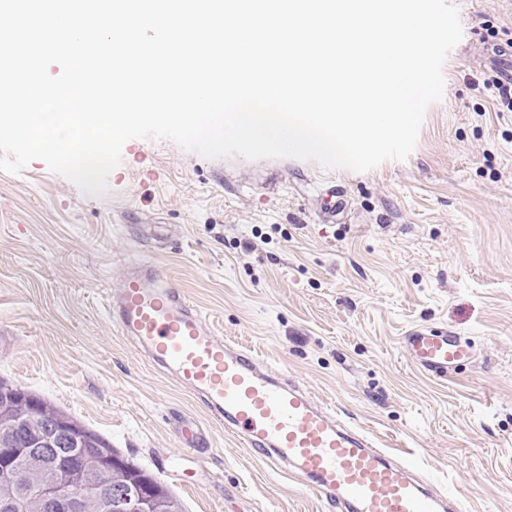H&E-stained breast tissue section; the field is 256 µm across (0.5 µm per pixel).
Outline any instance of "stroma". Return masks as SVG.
Here are the masks:
<instances>
[{"label":"stroma","mask_w":512,"mask_h":512,"mask_svg":"<svg viewBox=\"0 0 512 512\" xmlns=\"http://www.w3.org/2000/svg\"><path fill=\"white\" fill-rule=\"evenodd\" d=\"M450 2L463 37L407 160L329 171L148 137L102 198L40 160L0 172V380L103 436L184 512H328L117 335L107 296L125 262L151 263L217 337L413 453L462 512H512V112L478 84L512 65V0ZM419 325L471 339L474 363L416 371L402 338ZM185 423L201 447L181 444Z\"/></svg>","instance_id":"1"}]
</instances>
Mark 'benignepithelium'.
Returning <instances> with one entry per match:
<instances>
[{
  "label": "benign epithelium",
  "instance_id": "1",
  "mask_svg": "<svg viewBox=\"0 0 512 512\" xmlns=\"http://www.w3.org/2000/svg\"><path fill=\"white\" fill-rule=\"evenodd\" d=\"M0 442L14 446V452L0 456V473L10 483H0V512H152L155 506L129 486L112 490L102 483L101 473L89 468L60 479L55 459L77 458L89 438L67 419L57 418L43 428L30 393L16 386L0 389ZM44 473L35 486L25 482V472Z\"/></svg>",
  "mask_w": 512,
  "mask_h": 512
}]
</instances>
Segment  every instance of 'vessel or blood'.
<instances>
[{"instance_id": "b4317fda", "label": "vessel or blood", "mask_w": 512, "mask_h": 512, "mask_svg": "<svg viewBox=\"0 0 512 512\" xmlns=\"http://www.w3.org/2000/svg\"><path fill=\"white\" fill-rule=\"evenodd\" d=\"M108 311L118 335L170 368L180 390L204 397L244 448L273 468L294 467L336 512H441L442 498L415 478L412 456L396 457L310 391L261 366L254 350L217 338L153 265L126 267ZM402 347L435 379L476 357L467 339L445 329L412 330Z\"/></svg>"}]
</instances>
